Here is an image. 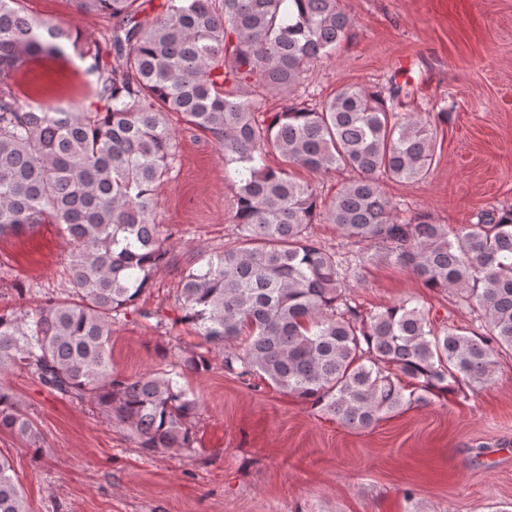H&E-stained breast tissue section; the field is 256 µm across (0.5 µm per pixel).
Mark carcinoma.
Returning <instances> with one entry per match:
<instances>
[{
  "mask_svg": "<svg viewBox=\"0 0 512 512\" xmlns=\"http://www.w3.org/2000/svg\"><path fill=\"white\" fill-rule=\"evenodd\" d=\"M113 20L106 47L28 17L0 0V238L57 224L72 244L69 287L34 313L0 311V373L16 365L62 397L86 400L127 428L147 453H187L201 405L178 378L209 367L187 352L175 370L112 371V322L152 313L136 306L168 264L154 192L177 157L166 117L208 132L233 168L237 241L208 254L180 281L181 321L224 354V371L272 387L365 430L411 404L476 390L495 358L512 352V207L448 231L420 215L408 222L383 178L414 182L435 158L432 123L400 113L411 82L384 90L347 85L317 106L262 111L260 89L285 98L307 66L336 52L352 18L341 0H163L141 20L138 0H74ZM81 47L98 73L95 111L25 104L11 79L28 58ZM282 159L314 174L355 176L322 211L312 185L272 168ZM324 219L361 249L349 262L317 242ZM377 262L453 292L483 332H437L428 313L401 299L367 312L350 297ZM0 430L28 443L39 431L0 383ZM0 512H28L11 461L0 455Z\"/></svg>",
  "mask_w": 512,
  "mask_h": 512,
  "instance_id": "1",
  "label": "carcinoma"
}]
</instances>
